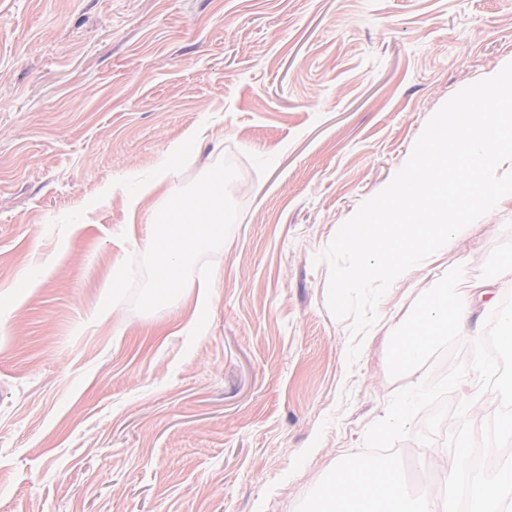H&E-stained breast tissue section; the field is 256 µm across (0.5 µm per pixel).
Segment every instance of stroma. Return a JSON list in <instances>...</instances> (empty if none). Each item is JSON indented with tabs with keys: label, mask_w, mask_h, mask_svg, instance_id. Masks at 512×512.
Wrapping results in <instances>:
<instances>
[{
	"label": "stroma",
	"mask_w": 512,
	"mask_h": 512,
	"mask_svg": "<svg viewBox=\"0 0 512 512\" xmlns=\"http://www.w3.org/2000/svg\"><path fill=\"white\" fill-rule=\"evenodd\" d=\"M510 62L512 0H0V512H297L512 292L493 278L509 194L391 284L351 364L315 260L429 118ZM192 130L200 151L173 153ZM224 157L238 215L203 332L196 273L156 311L126 300L97 321L152 213ZM161 166L130 218L124 188ZM474 284L467 328L397 361L425 306ZM458 426L423 444L413 421L409 484L442 482Z\"/></svg>",
	"instance_id": "1"
}]
</instances>
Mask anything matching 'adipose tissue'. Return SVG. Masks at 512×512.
Instances as JSON below:
<instances>
[{"label":"adipose tissue","mask_w":512,"mask_h":512,"mask_svg":"<svg viewBox=\"0 0 512 512\" xmlns=\"http://www.w3.org/2000/svg\"><path fill=\"white\" fill-rule=\"evenodd\" d=\"M483 295L480 288L454 292L451 297H440L430 303L424 317L417 324L411 336L406 339L407 345L425 344L427 339L447 327L465 328L472 314L476 299Z\"/></svg>","instance_id":"adipose-tissue-1"}]
</instances>
